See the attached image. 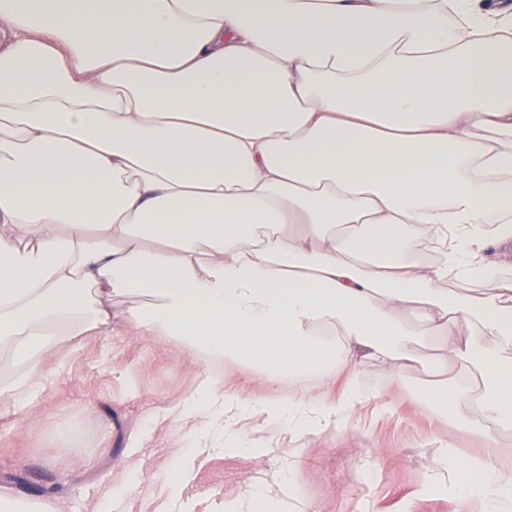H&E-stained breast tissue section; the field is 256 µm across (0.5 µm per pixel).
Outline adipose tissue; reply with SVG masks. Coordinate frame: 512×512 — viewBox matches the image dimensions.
<instances>
[{"instance_id": "ef3b65f1", "label": "adipose tissue", "mask_w": 512, "mask_h": 512, "mask_svg": "<svg viewBox=\"0 0 512 512\" xmlns=\"http://www.w3.org/2000/svg\"><path fill=\"white\" fill-rule=\"evenodd\" d=\"M504 266L512 0H0L1 403L125 298L128 326L263 377L201 375L166 412L190 447L248 451L246 414L341 426L415 336L451 413L511 427L512 289L442 287ZM448 490L512 512L494 449Z\"/></svg>"}]
</instances>
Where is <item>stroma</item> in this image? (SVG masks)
I'll list each match as a JSON object with an SVG mask.
<instances>
[{
  "label": "stroma",
  "instance_id": "1",
  "mask_svg": "<svg viewBox=\"0 0 512 512\" xmlns=\"http://www.w3.org/2000/svg\"><path fill=\"white\" fill-rule=\"evenodd\" d=\"M417 361L362 374L394 410L377 414L366 401L344 426L292 440L274 428L259 434L253 420L238 434L262 447L259 456L212 448L172 476L183 435L160 421L204 368L221 374L243 396L262 393L257 372L185 357L172 344L139 334L121 320L101 333L62 339L42 363L43 395L27 408L0 405V491L37 501L53 512H224L236 503L250 512L253 486L292 472L315 512H456L434 453L447 442L459 454L483 452L494 440L502 469L512 471V429L487 426L474 434L418 401L428 387L430 349ZM75 424L62 448L51 432ZM109 439H102V428Z\"/></svg>",
  "mask_w": 512,
  "mask_h": 512
}]
</instances>
